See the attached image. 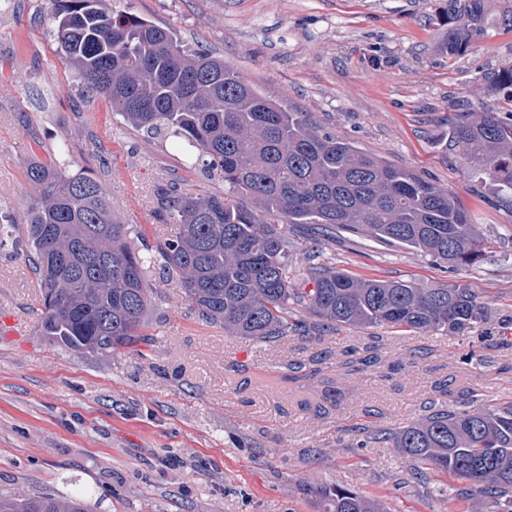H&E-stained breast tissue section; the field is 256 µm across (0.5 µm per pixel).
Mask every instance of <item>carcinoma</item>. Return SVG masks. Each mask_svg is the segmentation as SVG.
<instances>
[{"label": "carcinoma", "mask_w": 512, "mask_h": 512, "mask_svg": "<svg viewBox=\"0 0 512 512\" xmlns=\"http://www.w3.org/2000/svg\"><path fill=\"white\" fill-rule=\"evenodd\" d=\"M487 0H448V52L486 35ZM50 37L80 83L148 135L172 136L224 181V194L191 192L176 180L156 190V216L177 232L157 255L134 244L118 222L105 184L69 170L66 151L33 161L25 248L40 288L45 335L74 351H112L137 337L152 304V269L198 316L235 336L276 342L292 305L320 325L391 326L465 334L491 309L464 284L422 287L351 276L309 254L305 284L292 287L290 224L345 227L418 249L451 267H469L485 238L455 197L321 131L306 112L260 95L204 48L190 49L165 27L105 0H50ZM448 142L469 175L498 196L512 194V111L464 112ZM412 463L470 483L492 512H512V401L494 409L437 410L389 437ZM323 512H383L355 491L308 488ZM0 512H90L75 496H0Z\"/></svg>", "instance_id": "obj_1"}]
</instances>
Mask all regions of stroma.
<instances>
[{
  "mask_svg": "<svg viewBox=\"0 0 512 512\" xmlns=\"http://www.w3.org/2000/svg\"><path fill=\"white\" fill-rule=\"evenodd\" d=\"M202 45L262 95L309 113L325 131L448 189L488 240L481 262L453 271L430 256L346 229L319 238V260L355 277L462 283L494 310L466 335L387 326L259 343L206 323L162 280L139 341L75 353L42 330L25 256L0 249V495L56 491L92 512H322L308 485L337 486L390 512H448L434 471L411 474L379 441L429 406L512 401V202L471 179L448 146L456 112L512 108L494 76L512 65V0H488L486 37L444 47L448 0H108ZM49 0H0V213L22 236L31 160L69 147L72 168L98 171L124 223L156 246L155 190L175 178L223 194L172 137H148L73 78L44 23ZM375 433L358 447V428Z\"/></svg>",
  "mask_w": 512,
  "mask_h": 512,
  "instance_id": "35a3bbf8",
  "label": "stroma"
}]
</instances>
